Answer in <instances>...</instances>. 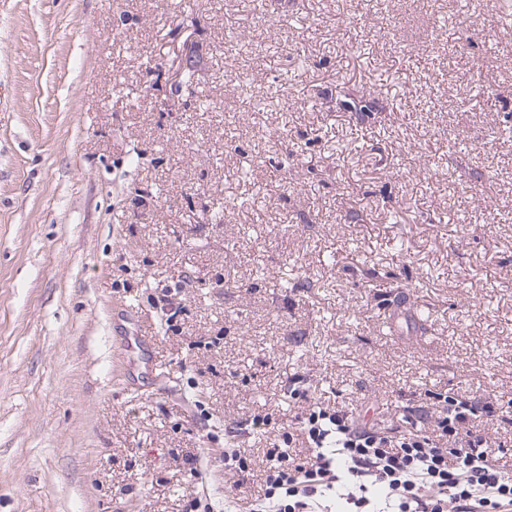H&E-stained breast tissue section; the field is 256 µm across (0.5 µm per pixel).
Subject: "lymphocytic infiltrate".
Masks as SVG:
<instances>
[{"mask_svg": "<svg viewBox=\"0 0 512 512\" xmlns=\"http://www.w3.org/2000/svg\"><path fill=\"white\" fill-rule=\"evenodd\" d=\"M493 396L450 397L429 425L382 432L342 410L309 406L301 419L310 446L297 462L266 454V492L253 512H512V473L489 454Z\"/></svg>", "mask_w": 512, "mask_h": 512, "instance_id": "1", "label": "lymphocytic infiltrate"}]
</instances>
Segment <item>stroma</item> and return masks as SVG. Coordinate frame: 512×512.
Listing matches in <instances>:
<instances>
[{
    "label": "stroma",
    "mask_w": 512,
    "mask_h": 512,
    "mask_svg": "<svg viewBox=\"0 0 512 512\" xmlns=\"http://www.w3.org/2000/svg\"><path fill=\"white\" fill-rule=\"evenodd\" d=\"M346 81L380 113L336 111ZM510 114L512 0H0V512H248L311 403L404 431L496 395L512 472ZM253 82L254 79L252 76L248 73H239L236 76V85L241 90L242 93L246 94L250 99L253 98L254 105L256 107H262V106H270L274 103V99L277 96V91H267L265 94L262 95H254L253 92ZM262 107V108H264Z\"/></svg>",
    "instance_id": "1"
}]
</instances>
